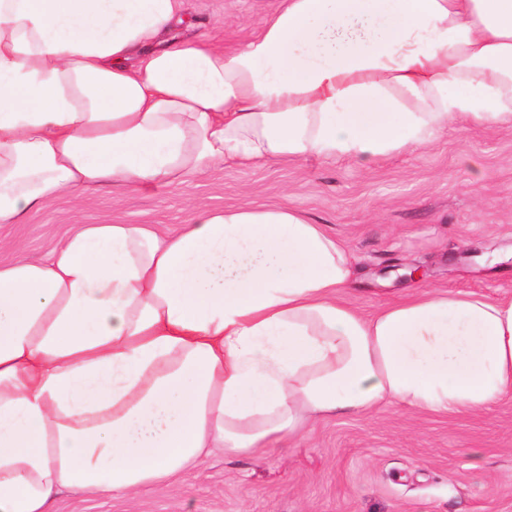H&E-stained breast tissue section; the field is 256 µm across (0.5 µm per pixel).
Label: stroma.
Here are the masks:
<instances>
[{
	"mask_svg": "<svg viewBox=\"0 0 512 512\" xmlns=\"http://www.w3.org/2000/svg\"><path fill=\"white\" fill-rule=\"evenodd\" d=\"M280 0H182L181 37L232 50L259 32ZM283 202L341 239L358 261L364 314L430 285L512 295V128L457 125L430 148L361 165L310 158L219 166L187 184L131 192L109 184L61 198L20 224L10 246L41 258L73 224L173 229L190 208ZM51 512H512V395L476 414L437 416L390 405L311 423L252 460L215 449L195 472L135 499L61 495Z\"/></svg>",
	"mask_w": 512,
	"mask_h": 512,
	"instance_id": "35a3bbf8",
	"label": "stroma"
}]
</instances>
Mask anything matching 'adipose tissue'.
Listing matches in <instances>:
<instances>
[{
  "mask_svg": "<svg viewBox=\"0 0 512 512\" xmlns=\"http://www.w3.org/2000/svg\"><path fill=\"white\" fill-rule=\"evenodd\" d=\"M181 0H0V225L219 164L370 163L512 125V0H281L232 51ZM353 262L288 205L76 224L0 262V512L129 497L211 449L265 456L383 404L512 393V297L431 286L363 315Z\"/></svg>",
  "mask_w": 512,
  "mask_h": 512,
  "instance_id": "obj_1",
  "label": "adipose tissue"
}]
</instances>
